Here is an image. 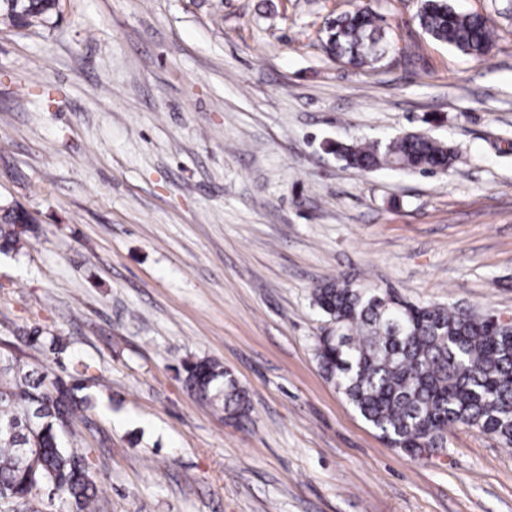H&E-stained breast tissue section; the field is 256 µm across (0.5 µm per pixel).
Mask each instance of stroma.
<instances>
[{
    "instance_id": "stroma-1",
    "label": "stroma",
    "mask_w": 512,
    "mask_h": 512,
    "mask_svg": "<svg viewBox=\"0 0 512 512\" xmlns=\"http://www.w3.org/2000/svg\"><path fill=\"white\" fill-rule=\"evenodd\" d=\"M512 0L476 60L419 25L421 0H59L0 18V205L34 219L0 252V353L96 383L70 447L96 512H512V447L468 427L412 461L323 375L322 282L512 315ZM372 9L375 69L330 55ZM426 133L447 171L346 166L329 143ZM221 362L248 421L190 394ZM58 2L59 0H24L19 9H7L1 0L0 11L3 10L18 27L32 26L31 24L38 20L42 23L36 24L44 25L56 14ZM326 48L347 64L373 69L386 58L388 50L390 53L392 43L377 15L361 8L336 16L329 26Z\"/></svg>"
}]
</instances>
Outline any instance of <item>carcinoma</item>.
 Instances as JSON below:
<instances>
[{
    "label": "carcinoma",
    "mask_w": 512,
    "mask_h": 512,
    "mask_svg": "<svg viewBox=\"0 0 512 512\" xmlns=\"http://www.w3.org/2000/svg\"><path fill=\"white\" fill-rule=\"evenodd\" d=\"M59 0H23L20 8L0 6L18 27L51 21ZM420 27L434 40L474 59L493 46V26L481 14H463L449 0H422ZM327 49L355 67L375 68L392 50L386 30L372 11L361 8L330 23ZM348 166L430 173L453 166L457 155L423 133L386 142L336 143ZM32 231L29 214L0 206V252L14 251ZM313 300L338 320L339 335L319 337L317 361L390 444L414 458L425 443L440 447L456 426L474 428L512 446V338L487 315L442 305L396 301L369 285L330 279L315 288ZM184 383L199 400L235 420L248 418L247 391L220 363L202 359L183 364ZM86 370L73 367L67 378L46 385L47 374L24 370L15 357L0 365V502L28 496L40 483L88 512L96 486L86 458L66 448L61 433L73 416L90 408L82 394ZM36 453L31 473L24 449Z\"/></svg>",
    "instance_id": "carcinoma-1"
}]
</instances>
